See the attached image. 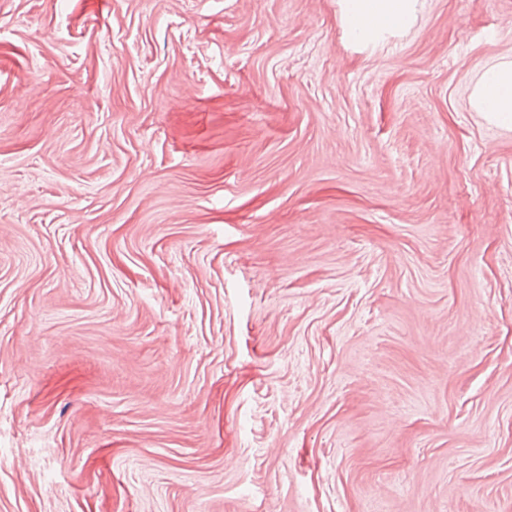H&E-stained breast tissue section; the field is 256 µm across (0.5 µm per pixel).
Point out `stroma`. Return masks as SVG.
Here are the masks:
<instances>
[{
	"label": "stroma",
	"mask_w": 512,
	"mask_h": 512,
	"mask_svg": "<svg viewBox=\"0 0 512 512\" xmlns=\"http://www.w3.org/2000/svg\"><path fill=\"white\" fill-rule=\"evenodd\" d=\"M512 0H0V512H512ZM417 0H343L342 16L346 32L353 39L376 45L396 30L404 28L416 11ZM470 102L491 123L512 129V61L489 63L472 90Z\"/></svg>",
	"instance_id": "stroma-1"
}]
</instances>
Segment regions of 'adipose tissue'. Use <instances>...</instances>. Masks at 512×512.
<instances>
[{"instance_id": "adipose-tissue-1", "label": "adipose tissue", "mask_w": 512, "mask_h": 512, "mask_svg": "<svg viewBox=\"0 0 512 512\" xmlns=\"http://www.w3.org/2000/svg\"><path fill=\"white\" fill-rule=\"evenodd\" d=\"M342 4L348 35L363 44L375 45L386 34L408 24L417 0H342ZM470 102L491 123L512 129V61L489 63L472 90Z\"/></svg>"}]
</instances>
